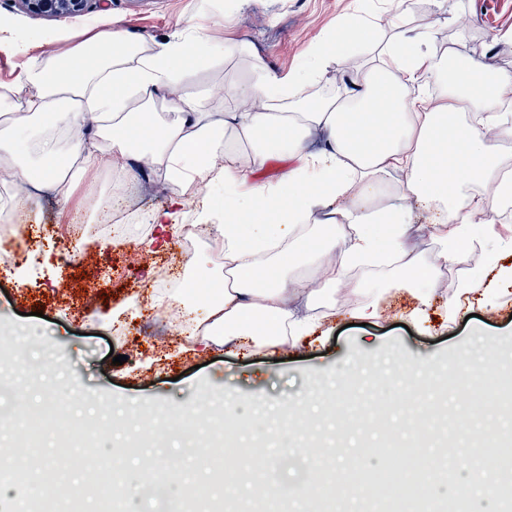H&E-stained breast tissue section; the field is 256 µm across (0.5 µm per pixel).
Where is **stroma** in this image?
Listing matches in <instances>:
<instances>
[{
	"label": "stroma",
	"mask_w": 512,
	"mask_h": 512,
	"mask_svg": "<svg viewBox=\"0 0 512 512\" xmlns=\"http://www.w3.org/2000/svg\"><path fill=\"white\" fill-rule=\"evenodd\" d=\"M224 14L212 17L210 35L227 46L223 61L200 66L190 79L219 104L225 81L251 80L254 61L276 75L308 61L315 48L337 39L350 19L389 20L380 38H415L433 29L436 46L469 51L487 73L512 72V0H223ZM204 0H96L79 15L26 13L18 0H0V17L20 30L48 33L41 51L56 57L91 32L118 27L150 44L173 37L200 19ZM138 181L146 204L144 220L105 229L82 207L79 192L69 206L54 210V193L41 196L19 221L34 225L40 242L11 272H0V364L13 366V385L0 400V456L28 444L25 471L33 497L15 500V512H101L97 482L90 475L85 431L105 432L110 448L121 454L167 452L176 459L173 472L180 488L182 512H253L262 490L283 492L282 512H368L366 503L336 500L330 490L343 483L342 469L355 462L380 470L383 460L368 456L369 435L400 444L407 423L390 424L389 414L409 409L402 398L379 401L385 361L405 358L438 370L441 362L476 363L488 354L512 367V281L498 280L494 305L472 302L468 312L450 314L451 288L434 284L431 307L410 320L413 298L388 282L369 285L341 302L333 317L319 322L307 339L276 355L242 344H221L209 337H186L182 322L194 280L205 269L189 266L178 236L149 222L155 211L171 209V193L155 191V178ZM73 224L72 262L60 258L61 245L51 223ZM106 240L104 248L85 252L84 237ZM119 241L135 243L140 262L126 267ZM111 274L103 298L84 305L83 294L104 274ZM375 304L376 318L360 320L355 307ZM170 324L168 335L149 336L147 325ZM125 356L114 364V356ZM435 409L447 422L420 440L456 443L457 420L466 416L472 396L456 373L432 383ZM333 408L337 395L356 404L350 418L329 416L314 422L302 436L283 442L278 419L294 411L307 394ZM193 405L200 414L197 440L217 453L208 459H183L159 433L169 417ZM67 419L72 437L54 430ZM152 421L156 433L144 435ZM242 443L248 455L224 459L218 450ZM69 471L70 480L54 483L50 467ZM237 483L228 499L224 487ZM327 488L313 502L300 497L303 485Z\"/></svg>",
	"instance_id": "35a3bbf8"
}]
</instances>
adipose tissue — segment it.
I'll list each match as a JSON object with an SVG mask.
<instances>
[{
    "label": "adipose tissue",
    "mask_w": 512,
    "mask_h": 512,
    "mask_svg": "<svg viewBox=\"0 0 512 512\" xmlns=\"http://www.w3.org/2000/svg\"><path fill=\"white\" fill-rule=\"evenodd\" d=\"M376 28L357 21L340 33L341 42L372 46L344 97L299 96L321 75L319 47L311 64L287 76L259 68L248 84H225L219 112L187 77L199 63L224 57L223 42L204 26L152 44L120 28L97 32L60 59L37 55L41 36H22L34 54L0 83V168L34 191L69 197L57 140L88 118L95 131L75 143L86 167L133 178L144 164L176 194L193 183L223 184L212 229L224 267L213 274L218 296L203 295L202 302L206 332L227 341L275 350L309 333L312 315H298L291 303L300 299L309 309L318 299L297 273L310 241L327 258L316 269L326 288L350 287L355 269L387 265L397 286L414 289L426 306L428 287L454 264L463 267L461 287L471 293L512 250V235L495 224L512 211V156L503 150L512 139V113L501 109L512 74L486 76L467 61L452 87L424 93L421 76L442 80L454 48H431L428 29L419 35L425 51L400 40L382 43ZM29 124L39 128L32 168L18 144L19 129ZM315 134L323 145L314 150ZM281 154L294 165L277 183L250 184L256 168ZM381 188L400 204L372 205ZM326 201L335 207L323 220L318 212ZM411 201L433 213L425 230L442 246L434 261L423 260L411 242ZM476 248L487 258L481 271L466 266Z\"/></svg>",
    "instance_id": "ef3b65f1"
}]
</instances>
